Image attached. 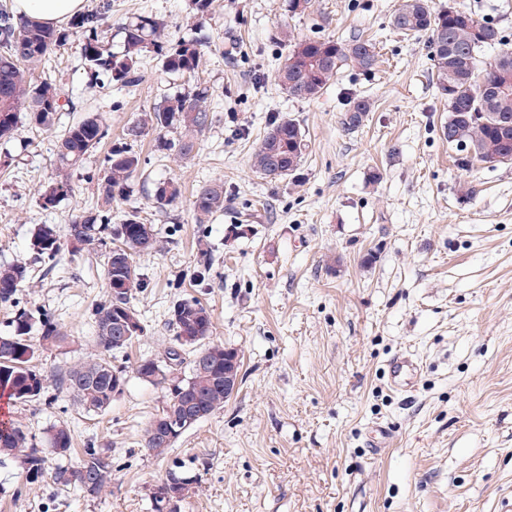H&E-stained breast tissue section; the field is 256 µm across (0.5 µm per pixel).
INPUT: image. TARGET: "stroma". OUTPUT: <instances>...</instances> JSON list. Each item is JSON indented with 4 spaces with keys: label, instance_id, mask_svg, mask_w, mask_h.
I'll list each match as a JSON object with an SVG mask.
<instances>
[{
    "label": "stroma",
    "instance_id": "1",
    "mask_svg": "<svg viewBox=\"0 0 512 512\" xmlns=\"http://www.w3.org/2000/svg\"><path fill=\"white\" fill-rule=\"evenodd\" d=\"M495 24L512 46V0H455ZM401 0H315L301 17L283 0H214L199 77L219 120L195 157L158 153L153 135L133 143L145 168L112 206L120 224L138 210L153 224L159 252L136 258L143 279L133 304L144 332L111 352L127 383L102 413L49 385L38 401H16L7 416L48 449L47 431L67 423L77 468L87 446L112 460V482L95 498L29 480L0 460V512H153L150 490L171 469L197 476L181 512H506L512 505V164L461 169L441 135L448 101L433 79L426 38L390 24ZM146 13L178 40L193 25L190 0H112L111 49L121 28ZM376 39L368 73L347 69L311 101L289 100L275 84L286 54L276 38ZM53 74L74 111L61 123L101 113L112 139L188 81L147 53L137 87L93 80L71 36L52 55ZM373 108L356 130L341 116L351 97ZM295 119L309 149L298 179L255 173L250 156L270 113ZM56 133L22 121L0 141L11 155L0 172V264L27 266L35 285L0 304V336L14 317L48 315L66 342L41 351L48 377L95 352L94 309L104 298L101 257L63 244L56 267L30 247L35 228L65 235L79 212L95 208L104 151L72 176V191L43 207L56 173ZM180 184V199L158 207L156 182ZM224 184V210L195 221L206 184ZM197 299L213 316L214 341L238 349L243 381L223 411L202 419L172 448L144 446L148 421L170 397L168 384L138 379L143 359H161L174 331L169 311ZM412 355L421 370L411 392L388 383L386 364Z\"/></svg>",
    "mask_w": 512,
    "mask_h": 512
}]
</instances>
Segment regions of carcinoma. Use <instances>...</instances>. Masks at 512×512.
Returning <instances> with one entry per match:
<instances>
[{
  "mask_svg": "<svg viewBox=\"0 0 512 512\" xmlns=\"http://www.w3.org/2000/svg\"><path fill=\"white\" fill-rule=\"evenodd\" d=\"M213 0H191L196 25L204 27ZM111 0H95L91 8L74 18L70 29L61 31L36 21H16L11 8L0 4V139L12 137L23 118L50 131L59 115L70 111L71 100L61 82L51 76L37 80L31 69L46 62L69 37L82 38V58L90 73L103 76L118 90L137 86L144 53L154 52L162 67L171 74L186 77L194 84L182 92L167 96L160 105L143 113L127 136L138 138L147 130L157 132L155 147L159 152L174 151L181 158L198 152L199 136L211 129L217 116L210 104V94L199 74L204 48L209 37L192 36L175 42L165 39L164 25L153 15H139L124 27L123 50L112 52L109 46L107 14ZM391 24L399 33L428 36L433 61V77L441 94L448 99V122L441 126L448 145L457 151L455 163L466 168L476 162L494 165L512 162V47L504 44L498 27L483 22L472 13L455 7L434 10L429 0H402ZM280 41L288 48L280 63L276 82L289 99L308 101L319 97L326 86L344 68L363 72L373 70L378 61L376 43L361 36L347 42L330 38L299 37L292 29L280 32ZM498 52L484 57L488 48ZM371 103L365 97L351 101L342 124L348 131L357 129ZM110 136V128L98 113H90L72 123L59 135V169L55 180L40 194L42 206L53 207L71 190L70 170L96 151ZM309 148L305 132L296 120L278 118L256 145L251 163L255 172L270 176L278 166V177L296 176ZM141 170V157L126 142L111 145L104 161L103 175L97 183V206L76 215L67 228V237L75 240L77 252L88 251L104 257L105 300L94 311L96 345L113 351L112 326L120 319L142 325L132 304L141 289L135 257L155 251L158 239L153 225L136 210L127 212L107 243L105 232L110 224L112 204L123 199ZM181 195L173 181L154 185L153 198L159 206L172 205ZM196 222L203 224L224 210V183L202 187L193 202ZM38 254L53 261L61 250L60 238L47 225L38 228L32 242ZM30 284L28 268L22 264L0 266V302L10 301L20 288ZM170 322L175 335L193 327L192 335L208 337L212 333L211 312L196 300L182 299L172 306ZM13 331L0 336V397L10 400H37L47 388V378L32 365L38 349L59 346L66 334L51 317L44 315L34 324L26 314L12 321ZM208 367L192 372L181 383L187 390L188 403L206 418L224 408L229 397L224 393V357L231 349L222 343L201 344ZM115 366L104 355L78 362L62 374L68 390L87 411L102 412L115 400L113 391L122 379L112 378ZM137 377L146 383L160 384L157 365L145 359L136 366ZM48 441L55 457L62 460L72 451L71 430L65 423L51 427ZM145 446L162 454L173 446L159 436L157 418L144 430ZM83 463L75 471L59 464L52 472L55 484L73 485L87 497H96L109 484L112 465L97 448L83 450ZM21 459L30 477H39L47 469V459L21 427L0 421V458Z\"/></svg>",
  "mask_w": 512,
  "mask_h": 512,
  "instance_id": "carcinoma-1",
  "label": "carcinoma"
}]
</instances>
